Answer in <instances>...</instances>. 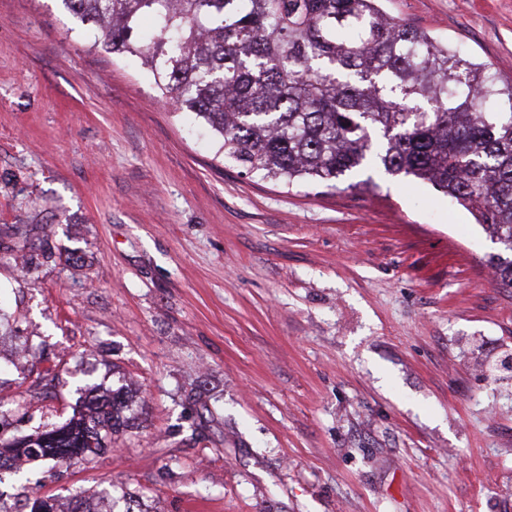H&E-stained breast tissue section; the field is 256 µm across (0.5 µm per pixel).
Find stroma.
Instances as JSON below:
<instances>
[{
  "label": "stroma",
  "instance_id": "35a3bbf8",
  "mask_svg": "<svg viewBox=\"0 0 512 512\" xmlns=\"http://www.w3.org/2000/svg\"><path fill=\"white\" fill-rule=\"evenodd\" d=\"M512 81V0H383ZM60 0H0V440L145 402L41 494L144 512H512V288L404 177L241 174ZM36 225L15 257V231ZM53 368L38 379V371Z\"/></svg>",
  "mask_w": 512,
  "mask_h": 512
}]
</instances>
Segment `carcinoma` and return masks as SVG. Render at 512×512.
<instances>
[{
  "mask_svg": "<svg viewBox=\"0 0 512 512\" xmlns=\"http://www.w3.org/2000/svg\"><path fill=\"white\" fill-rule=\"evenodd\" d=\"M78 34L137 59L161 102L207 126L250 175L336 181L368 164L431 185L502 247L512 287V82L379 0H60ZM87 413L0 444L68 469L101 454L134 411L130 392L90 389Z\"/></svg>",
  "mask_w": 512,
  "mask_h": 512,
  "instance_id": "carcinoma-1",
  "label": "carcinoma"
}]
</instances>
